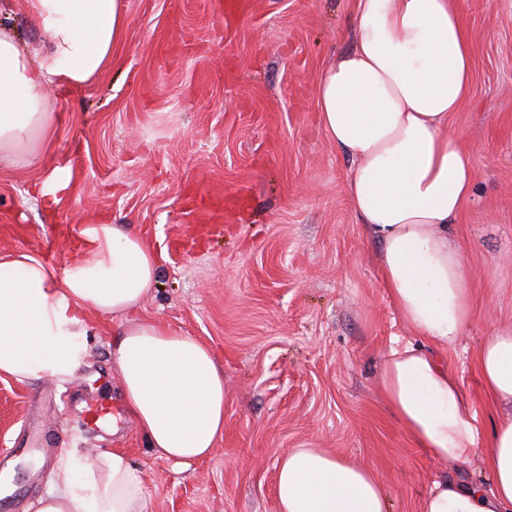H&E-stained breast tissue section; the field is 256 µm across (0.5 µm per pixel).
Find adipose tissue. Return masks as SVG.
Returning <instances> with one entry per match:
<instances>
[{"mask_svg":"<svg viewBox=\"0 0 512 512\" xmlns=\"http://www.w3.org/2000/svg\"><path fill=\"white\" fill-rule=\"evenodd\" d=\"M48 38L26 50L0 30V163L36 162L57 132L40 89L79 87L112 65L126 27L121 0H24ZM460 0H356L353 45L324 71L317 110L350 158L348 200L380 246V280L408 339L380 361L385 403L430 458H479L490 478H437L419 512H512V324L477 349L498 414L485 423L441 354L473 318L469 270L448 236L473 188L469 153L448 128L472 94ZM63 270L37 253L0 252V377L65 381L87 356L89 321L116 323L112 362L130 419L156 456L182 466L224 436V372L211 347L143 318L163 259L117 224H84ZM37 512H145L143 478L119 449L59 457ZM278 512H387L367 466L321 448L276 462Z\"/></svg>","mask_w":512,"mask_h":512,"instance_id":"1","label":"adipose tissue"}]
</instances>
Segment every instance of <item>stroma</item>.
<instances>
[{"mask_svg":"<svg viewBox=\"0 0 512 512\" xmlns=\"http://www.w3.org/2000/svg\"><path fill=\"white\" fill-rule=\"evenodd\" d=\"M110 71L80 88L44 85L57 137L30 166L0 165V251L71 252L72 228L119 224L164 259L143 315L211 346L224 371V436L184 469L157 457L124 410L112 327L90 332L73 378H0V475L36 512L65 451L115 448L141 470L146 512H277L275 459L325 448L369 466L389 512H418L438 476L379 391L380 358L406 338L377 268V243L345 193L350 161L318 120L325 67L353 42L355 0H122ZM472 95L449 125L471 153V199L449 228L470 267L472 321L444 360L483 421L476 351L512 323V0H462ZM64 183L57 205L34 191ZM224 184L219 228L185 238L182 203ZM111 404L116 430L87 428Z\"/></svg>","mask_w":512,"mask_h":512,"instance_id":"35a3bbf8","label":"stroma"}]
</instances>
